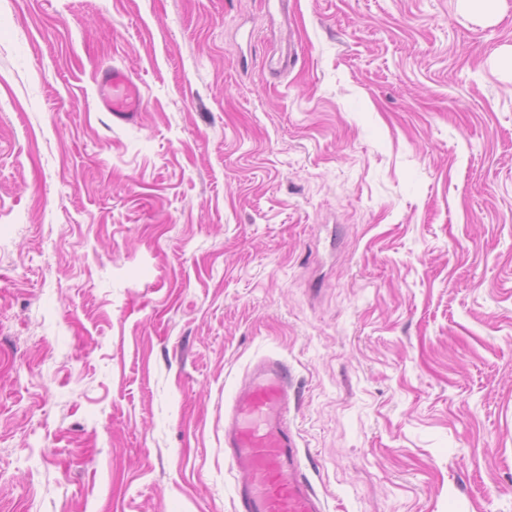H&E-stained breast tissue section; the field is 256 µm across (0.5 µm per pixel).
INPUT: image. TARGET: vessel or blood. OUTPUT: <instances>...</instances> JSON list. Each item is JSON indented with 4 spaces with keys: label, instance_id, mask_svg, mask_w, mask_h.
I'll list each match as a JSON object with an SVG mask.
<instances>
[{
    "label": "vessel or blood",
    "instance_id": "vessel-or-blood-1",
    "mask_svg": "<svg viewBox=\"0 0 512 512\" xmlns=\"http://www.w3.org/2000/svg\"><path fill=\"white\" fill-rule=\"evenodd\" d=\"M96 94L117 123L143 108L139 84L124 69L99 70ZM297 403L287 365H255L236 388L224 415V457L242 477L236 512H328L326 500L302 472L299 436L290 417Z\"/></svg>",
    "mask_w": 512,
    "mask_h": 512
}]
</instances>
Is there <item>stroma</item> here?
I'll list each match as a JSON object with an SVG mask.
<instances>
[{
    "mask_svg": "<svg viewBox=\"0 0 512 512\" xmlns=\"http://www.w3.org/2000/svg\"><path fill=\"white\" fill-rule=\"evenodd\" d=\"M288 12L0 0V512H235L265 357L330 512H512V0ZM96 94L105 112L117 123L132 122L143 108L139 84L124 69L112 66L98 71Z\"/></svg>",
    "mask_w": 512,
    "mask_h": 512,
    "instance_id": "1",
    "label": "stroma"
}]
</instances>
